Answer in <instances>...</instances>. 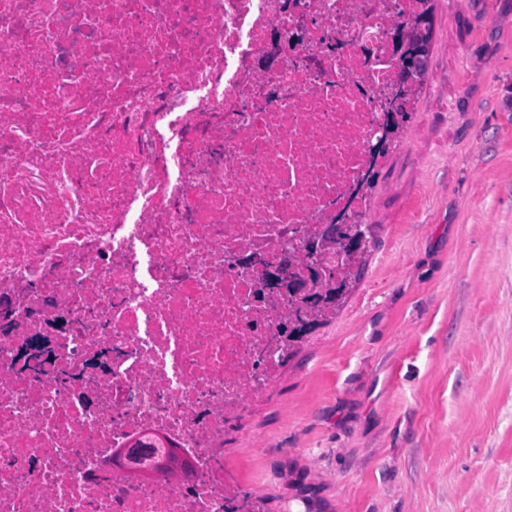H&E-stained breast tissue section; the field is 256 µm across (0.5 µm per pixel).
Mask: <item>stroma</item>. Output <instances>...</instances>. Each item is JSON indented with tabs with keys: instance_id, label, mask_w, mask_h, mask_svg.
Returning <instances> with one entry per match:
<instances>
[{
	"instance_id": "35a3bbf8",
	"label": "stroma",
	"mask_w": 512,
	"mask_h": 512,
	"mask_svg": "<svg viewBox=\"0 0 512 512\" xmlns=\"http://www.w3.org/2000/svg\"><path fill=\"white\" fill-rule=\"evenodd\" d=\"M367 250L224 478L261 512H512V0H433Z\"/></svg>"
}]
</instances>
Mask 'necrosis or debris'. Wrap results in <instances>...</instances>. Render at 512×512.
<instances>
[{"label":"necrosis or debris","instance_id":"necrosis-or-debris-1","mask_svg":"<svg viewBox=\"0 0 512 512\" xmlns=\"http://www.w3.org/2000/svg\"><path fill=\"white\" fill-rule=\"evenodd\" d=\"M416 0H0V512H230ZM140 445L151 478L118 449Z\"/></svg>","mask_w":512,"mask_h":512}]
</instances>
